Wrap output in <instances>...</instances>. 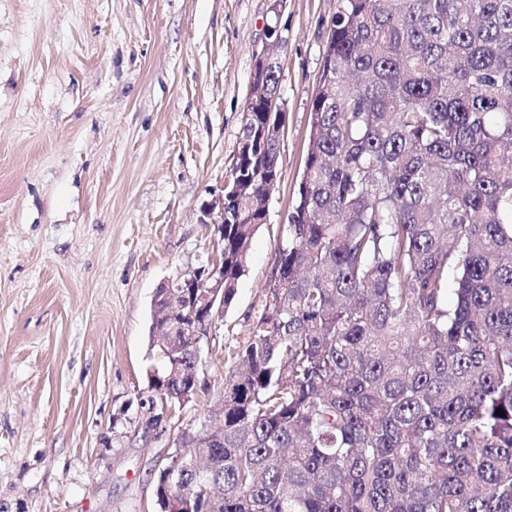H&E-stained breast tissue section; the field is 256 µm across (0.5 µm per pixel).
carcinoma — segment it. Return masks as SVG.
<instances>
[{"label": "carcinoma", "mask_w": 512, "mask_h": 512, "mask_svg": "<svg viewBox=\"0 0 512 512\" xmlns=\"http://www.w3.org/2000/svg\"><path fill=\"white\" fill-rule=\"evenodd\" d=\"M252 80L226 310L280 153V66ZM155 322L175 402L197 337ZM233 359L220 442L177 437L160 512H512V0H341L299 202Z\"/></svg>", "instance_id": "cac0c4a2"}]
</instances>
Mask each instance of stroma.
I'll return each instance as SVG.
<instances>
[{"mask_svg": "<svg viewBox=\"0 0 512 512\" xmlns=\"http://www.w3.org/2000/svg\"><path fill=\"white\" fill-rule=\"evenodd\" d=\"M271 0H0V512H155L207 421L297 202L340 0H286L280 179L190 401L154 421L151 301L219 255Z\"/></svg>", "mask_w": 512, "mask_h": 512, "instance_id": "1", "label": "stroma"}]
</instances>
